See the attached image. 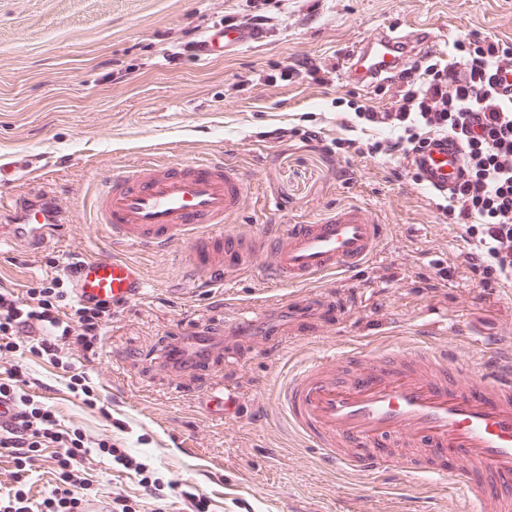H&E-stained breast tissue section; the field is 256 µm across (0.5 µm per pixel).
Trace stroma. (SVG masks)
<instances>
[{
    "label": "stroma",
    "mask_w": 512,
    "mask_h": 512,
    "mask_svg": "<svg viewBox=\"0 0 512 512\" xmlns=\"http://www.w3.org/2000/svg\"><path fill=\"white\" fill-rule=\"evenodd\" d=\"M269 18L261 37L214 59L201 42L226 18ZM432 27L449 35L437 53L455 59L456 41L473 33L512 42V0H0V168L12 171L0 194L49 189L69 224L62 240L31 250L0 248V288L16 295L93 251L133 262L142 298L116 308L94 350H63L58 361L21 358L30 394L41 397L85 438L106 439L145 466L126 469L91 456L80 476L82 512H110L122 494L129 512H467L451 477L427 472L380 476L336 470L309 448L277 411L289 365L340 355L420 347L421 325L438 321L426 342L435 352L472 359L481 348L473 324L512 345V285L485 286L466 269L469 249L447 223L440 196L397 176L399 163L371 154L345 157L336 143L382 133L361 128L353 109L383 110L390 94L340 82L338 61L383 25ZM312 59L324 82L286 64ZM221 156L247 175L240 212L228 230L260 235L279 224L313 222L338 205L373 210L385 234L359 271L314 283L313 291L349 306L346 321L281 333V301L295 286L270 282L264 260L225 278L215 291L189 290L181 256L113 245L91 221L100 184L146 158L164 162ZM447 277H440V270ZM266 315L259 340L241 342L236 359L202 375L178 376L156 353L183 329L228 326L247 306ZM83 376L94 405L73 393ZM228 385L239 414L219 418L208 395ZM44 448L27 483L32 503L61 483ZM158 483L146 495L142 477Z\"/></svg>",
    "instance_id": "stroma-1"
}]
</instances>
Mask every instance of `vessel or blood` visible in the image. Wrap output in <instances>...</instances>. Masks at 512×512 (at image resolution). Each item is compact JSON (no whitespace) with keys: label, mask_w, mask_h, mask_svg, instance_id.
Segmentation results:
<instances>
[{"label":"vessel or blood","mask_w":512,"mask_h":512,"mask_svg":"<svg viewBox=\"0 0 512 512\" xmlns=\"http://www.w3.org/2000/svg\"><path fill=\"white\" fill-rule=\"evenodd\" d=\"M254 29L229 22L210 29L207 56L249 44ZM431 27H386L362 40L340 62L342 81L368 88L399 70L402 49H433L444 42ZM463 149L453 135L432 137L414 154L413 168L425 186L447 193L459 180ZM246 185L241 169L216 157L187 162L143 160L98 188L95 223L110 241L155 250L187 243L189 283L208 288L224 276L268 258L277 284L303 285L361 269L377 254L384 228L358 203L337 206L310 224H282L260 235L225 231L240 210ZM53 194L26 200L0 196V245L41 249L64 224ZM74 295L84 305L115 307L141 298L145 286L136 265L108 253L87 255L71 270ZM288 330L304 335L317 322L336 324L346 313L340 301L317 294L292 302ZM468 364L420 348L408 357L353 349L289 370L277 406L289 427L340 469L382 474L395 460L389 440L428 449L436 473H452L455 489L473 512H512V346L482 340ZM224 355L221 332L193 331L173 337L158 357L186 374L207 370Z\"/></svg>","instance_id":"vessel-or-blood-1"}]
</instances>
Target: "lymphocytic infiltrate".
<instances>
[{"label":"lymphocytic infiltrate","mask_w":512,"mask_h":512,"mask_svg":"<svg viewBox=\"0 0 512 512\" xmlns=\"http://www.w3.org/2000/svg\"><path fill=\"white\" fill-rule=\"evenodd\" d=\"M456 49L458 57L450 64L430 52L409 54L399 74L382 85L395 98L391 108L382 112L360 105L355 115L363 125L392 133L374 142L372 151L406 162L427 146L431 134L449 131L461 138L467 176L441 211L472 243L466 266L483 282L495 277L512 283V43L476 34ZM61 285L54 277L21 297L0 292V361L10 363L0 377V400L15 408L11 422L0 426V448L8 449L15 463L0 512H76L85 490L78 472L87 456L100 452L117 464L131 463L111 441H91L64 427L25 388L18 357L29 352L54 360L67 346L94 350L112 317L108 305L62 311ZM48 443L60 449L55 463L63 485L34 507L24 480L35 449Z\"/></svg>","instance_id":"f902f5d3"}]
</instances>
